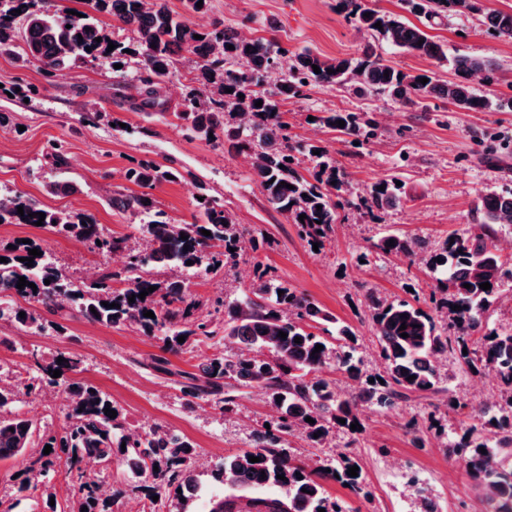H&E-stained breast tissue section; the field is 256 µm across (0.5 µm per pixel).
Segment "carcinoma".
Instances as JSON below:
<instances>
[{
  "label": "carcinoma",
  "instance_id": "cac0c4a2",
  "mask_svg": "<svg viewBox=\"0 0 512 512\" xmlns=\"http://www.w3.org/2000/svg\"><path fill=\"white\" fill-rule=\"evenodd\" d=\"M403 2L410 13L426 20L423 26L398 13L368 8L363 0H340L345 18L357 29L369 31L378 40L410 54L448 62L452 74L448 81L440 83L426 73H405L373 49L333 61L304 50L291 59L281 82L267 89L270 73L278 69L280 58L287 54L276 40L243 38L221 23L196 30L185 16L172 12L160 0H85L91 12L81 17L70 14L67 8L50 12L39 6V0H0V56L14 53L16 19L22 17L24 62L37 63L44 72L59 75L87 58L108 56L112 64L122 65V72L132 60L139 82L138 109L162 116L166 102L159 94V85L169 75L176 56L184 50L191 52L197 58V82L211 91L205 97L195 88L186 93L182 110L174 113L184 131L205 140L211 135L216 141L224 138L236 152L250 155L267 201L296 224L302 238L322 245L334 233L340 212L355 211L374 218L398 200L399 187L392 181L382 190L374 186L365 195L346 193L347 175L325 150L294 140L281 112L285 99L304 96L313 84L347 85L359 96L377 94L408 102L413 95H436L466 112L492 108L512 112V96L493 100L474 85L476 77L486 86L499 81L494 63L466 54L450 57L448 45L426 31L428 24L450 12L478 14L486 30L511 44L512 13L488 9L482 0ZM17 9L21 13H15ZM97 13L127 27L134 34L133 41H116L114 50H108L111 38L106 26L95 18ZM378 22L380 30L375 28ZM196 34L200 38H194ZM230 45L234 49H228ZM315 65L320 72H314ZM422 77L428 82L420 83ZM227 88L232 92H225ZM258 100L263 101L260 107L255 106ZM317 120L358 141L376 136L375 121L355 112L329 110ZM338 120L345 124H336ZM316 150L320 154H314ZM46 157L58 168L66 166L62 141L49 142ZM302 157L310 162L305 175L299 171ZM170 175L176 180L180 177L173 167L162 168L140 159L126 169L125 179L150 188L168 181ZM284 182L292 188L282 186ZM20 206L22 215L17 213ZM112 208L140 218L143 247L133 248L128 238L104 233L89 216L41 209L18 192L1 196L0 224H32L39 220L35 213L40 211L45 214L42 228L81 242L103 258L122 253L125 262L118 270L106 264L90 283L77 284L45 254L34 257L31 267L23 262L30 250L41 248L36 241H13L11 249L1 245L0 258H6V262L0 263V317L41 334L45 325L37 307L77 313L102 325L132 327L173 355L187 352L200 336L209 339L224 330V338L239 344L240 353L216 354L199 364L195 373L172 371L164 357H153L145 364L155 372L185 379L181 383L184 396L210 404L224 416L238 412L240 389L244 387L263 390L271 408V415L265 419L269 427L260 431L256 449L226 456L212 471L222 494L210 500L209 512H240L238 505L243 500L248 502L249 512H318L320 508L325 512H350L343 502L326 496L321 480L336 481L359 493L363 490L362 476L347 474L358 462L344 456L334 467L309 471L288 452L287 438L299 432L311 446L321 447L341 429L353 439L360 430H351V423L361 421L362 410L428 399L446 391L442 386L444 377L433 362L450 353L471 374H491L498 381L501 403L493 412L458 404L451 396L445 406L462 417L452 447L460 453L466 470L481 479L487 512H512V330L490 328L487 323L500 287L512 283V257H503L496 244L497 229H512V190L482 196L476 206V222L449 234L434 249L420 238L395 235L373 243L377 251L411 262L422 253L426 268L443 276L436 278L425 309L406 300H388L374 291L367 294L378 356L384 364L383 373L372 383L361 381L362 359L351 340L355 336L352 328L336 327L334 342L314 333V322H332L334 318L259 264L249 293L240 300L216 298L212 311L205 316L198 314L200 304L190 297L187 282L176 276L166 282L153 278L155 266L189 275L200 269L229 271L243 258L246 246L257 249L256 240L246 239L244 230L219 200L206 196L198 202L200 222L195 224L175 223L154 209L145 194L115 192ZM301 214L306 215L302 221ZM203 229L210 235H203ZM183 234L187 239H181ZM21 277L37 289L17 288ZM46 279L50 284L44 283ZM116 282L125 287H113ZM485 282L491 289L480 288ZM467 284L471 288H465ZM151 286L156 290L138 298ZM12 295L22 298L26 306L10 300ZM132 295L133 303L128 300ZM106 302L115 307L104 306ZM454 306L459 310H452ZM147 311L155 318L143 316ZM21 312L25 317H19ZM403 323L406 329L402 331ZM281 331L286 338L278 337ZM403 332L408 337H401ZM182 335L185 341L180 343L178 337ZM296 337L300 338L298 344L294 342ZM317 345L323 349L316 353ZM59 357L65 362L58 363ZM81 364L78 354L59 351L48 361L35 360V374L25 380L29 396H39L47 388L65 382L64 425L59 430L41 429L21 415L14 408L16 384L8 375L0 378V460L21 456L33 446L40 448L38 456L28 463L26 478L17 486V493L44 488V504L48 512H53L52 479L64 466L80 479L73 512H115L122 491L99 494L97 484L84 479L82 464L90 459L106 466L117 460L130 463L140 479L139 490L149 499L168 494L179 500L185 493L195 492L198 484L192 445L161 425L144 434L127 430L120 417L112 418L105 412L112 407L108 394L91 384L66 379L69 374L81 372ZM331 366L359 382L352 394L341 395L334 381L321 377ZM56 369L62 371L58 378L52 377ZM308 417L315 423L306 422ZM47 445L51 452L46 455L43 448ZM251 456L260 461L250 462ZM273 486L288 488L287 495L280 498L267 494L265 489Z\"/></svg>",
  "mask_w": 512,
  "mask_h": 512
}]
</instances>
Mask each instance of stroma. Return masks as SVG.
<instances>
[{"mask_svg":"<svg viewBox=\"0 0 512 512\" xmlns=\"http://www.w3.org/2000/svg\"><path fill=\"white\" fill-rule=\"evenodd\" d=\"M188 20L200 29L220 22L249 38H275L289 53L308 49L327 59L373 45L404 71L449 78L447 64L400 52L371 32L357 30L337 10L336 0H210L206 12L189 15ZM432 34L447 43L449 52L493 60L503 74L494 94L512 92V44L489 35L476 19L458 15L442 20ZM196 68L192 54L178 57L162 85L161 95L171 111L162 118L135 109L133 84L113 85L110 60L80 61L64 74L50 76L17 55L0 56V192L23 193L45 209L79 211L113 235L135 237L136 223L109 204L113 191H142L124 178L133 161L148 158L176 167L180 179L147 191L156 209L178 223L191 224L198 215V197L207 194L220 199L236 222L260 239L257 250L236 269L188 278L201 311H208L215 296L243 297L254 280L255 264H262L324 312L354 327L365 373H381L365 292L372 288L390 299L411 301L427 297L435 280L421 262L384 255L375 251L374 242L386 234L440 242L475 222L474 207L481 196L512 188V112H466L439 100L425 108L404 105L378 95L359 97L339 86H314L302 98L284 100L282 109L294 134L318 143L336 159L347 173L351 192L364 194L391 179L402 186L400 204L374 219L346 214L331 240L316 251L298 237L286 215L268 203L247 155L189 137L179 126L174 113L195 85ZM32 85L36 95L27 100L16 96V89ZM330 109L369 113L379 123L376 137L358 143L353 136L315 123V116ZM54 138L65 142L63 172L45 156V145ZM489 139L499 156L480 160ZM64 175L76 183L77 192L51 193L49 183ZM24 238L42 241L73 280H90L101 264L96 254L74 240L28 224H0V242ZM61 324L62 332L49 329L33 336L17 323L0 319V368L23 373L32 366L33 355L77 353L82 358L80 379L109 394L131 428L144 432L160 424L193 445L197 478L203 483L210 482L212 468L224 455L256 446V433L269 412L261 389L244 390L238 414L224 417L206 403L189 401L164 375L140 367V360L162 356L158 341L130 327H107L77 315L62 318ZM438 365L450 375L445 386L451 396L488 409L497 405L492 376H473L445 357ZM63 405L56 389L36 397L18 396L15 403L38 426L56 429L64 422ZM428 411L427 404L414 402L367 409L356 442L340 432L328 447L312 448L294 435L288 439L289 451L310 465L335 464L345 452L355 456L365 494L331 480L324 484L330 497L345 501L353 512H417L418 486L428 490L437 512H485L481 480L466 471L444 439L408 433L407 423L426 417ZM84 469V478L101 489H124L119 512L205 510L204 502L195 498L150 501L138 491V479L127 466L90 461Z\"/></svg>","mask_w":512,"mask_h":512,"instance_id":"1","label":"stroma"}]
</instances>
